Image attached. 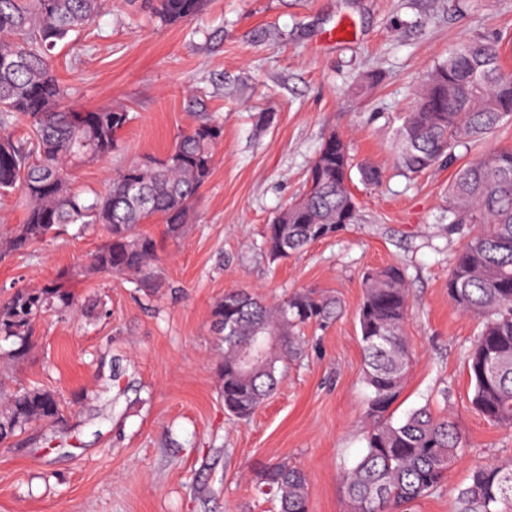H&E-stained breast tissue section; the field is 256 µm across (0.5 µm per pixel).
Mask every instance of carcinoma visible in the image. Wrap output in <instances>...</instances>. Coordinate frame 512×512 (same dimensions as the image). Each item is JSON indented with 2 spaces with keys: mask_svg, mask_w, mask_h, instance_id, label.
Returning a JSON list of instances; mask_svg holds the SVG:
<instances>
[{
  "mask_svg": "<svg viewBox=\"0 0 512 512\" xmlns=\"http://www.w3.org/2000/svg\"><path fill=\"white\" fill-rule=\"evenodd\" d=\"M204 0H152L163 23L198 16ZM102 0H0V195L16 190L25 203L21 224L0 241V260L34 247L69 225L102 226L107 237L90 257L86 274L132 276L137 287H166L155 239L140 226L156 217L173 239L186 230L191 207L212 174L222 127L208 119L180 135L162 159L145 156L118 169L108 190L92 197L72 186L69 171L112 154L128 113L110 106L64 108L68 86L50 63L53 50L100 12ZM512 120V73L498 47L474 36L448 51L426 79L396 133L400 166L419 174L453 162L455 149L491 135ZM25 125L36 141L28 148L11 130ZM352 164L344 140L328 135L308 174L307 191L267 226L270 260L288 258L357 221L347 188ZM444 218L467 242L448 277V298L462 314L481 320L465 360L472 405L489 422L512 428V149L489 150L460 168L448 187ZM58 279L40 288L20 287L0 305V336L13 339L8 360L24 359L34 324L44 314L82 312L93 320L98 305L76 307ZM410 295L402 268L369 271L357 311L371 391L365 411L366 448L343 473L347 512H406L442 487L463 456L462 436L450 413L427 407L394 419L391 406L404 388L411 362L405 336ZM342 314L339 298L297 291L268 305L244 289L224 293L212 310L222 336L220 366L224 410L251 417L277 389L287 364L306 353L304 331L325 328ZM259 350L246 364L245 353ZM59 395L30 386L0 406V442L32 424L62 416ZM258 486L277 502V512H309L306 473L286 462L258 471ZM454 512H512V463L476 462L469 482L454 492Z\"/></svg>",
  "mask_w": 512,
  "mask_h": 512,
  "instance_id": "carcinoma-1",
  "label": "carcinoma"
}]
</instances>
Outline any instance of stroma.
I'll use <instances>...</instances> for the list:
<instances>
[{"mask_svg": "<svg viewBox=\"0 0 512 512\" xmlns=\"http://www.w3.org/2000/svg\"><path fill=\"white\" fill-rule=\"evenodd\" d=\"M345 19L351 35L333 38ZM476 35L498 42L512 72V0H205L199 16L166 26L141 5L102 0L55 49L53 69L75 108L109 105L130 120L117 150L78 167L74 186L104 191L118 168L164 157L203 117L221 121L223 136L183 237L169 238L157 218L144 226L167 288L148 294L105 274L69 280L80 304H100L99 318L42 317L28 357L0 362V403L40 384L63 404L62 423L0 443V512H275L256 475L281 460L307 473L310 512H345L341 474L364 451L370 394L356 312L364 275L386 265L404 270L411 303L412 368L394 416L426 404L448 411L466 448L442 490L411 512H453L451 491L472 462L512 460V429L470 403L465 352L479 327L448 298L466 240L443 222L457 168L512 148V122L458 148L452 164L417 175L396 165V130L423 80ZM332 132L354 166L358 221L269 262L266 226L304 193ZM362 165L380 181L362 182ZM105 235L71 225L33 255L0 262V302L87 265ZM232 288L270 302L314 288L343 306L328 328L306 329V356L245 421L219 398L224 344L212 309Z\"/></svg>", "mask_w": 512, "mask_h": 512, "instance_id": "1", "label": "stroma"}]
</instances>
